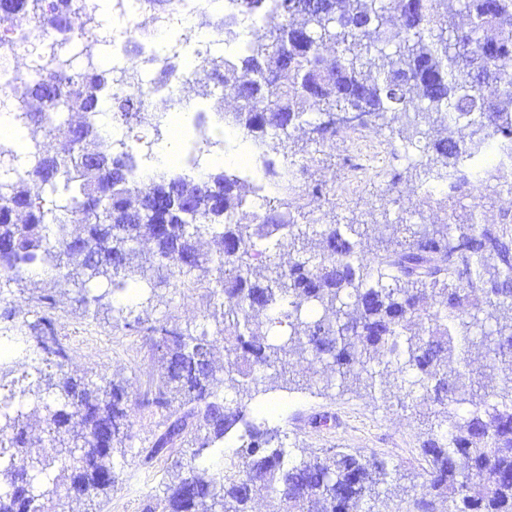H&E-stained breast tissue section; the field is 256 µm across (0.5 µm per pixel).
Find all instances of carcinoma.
Here are the masks:
<instances>
[{
	"mask_svg": "<svg viewBox=\"0 0 512 512\" xmlns=\"http://www.w3.org/2000/svg\"><path fill=\"white\" fill-rule=\"evenodd\" d=\"M236 9L259 23L246 48L187 66L216 111L224 88L233 91L238 105L224 123L266 155L303 126L324 141L380 122L425 143L416 177L443 186L444 222L400 217L386 238L378 224H299L276 196L247 213L253 189L222 169L140 182L128 148L90 116L108 101L115 121L158 132L167 108L145 112L135 93L112 97V68L92 50L80 66L54 51L20 113L42 139L21 150L0 142V305L9 304L1 284L46 267L73 286L74 303L104 306L115 327L139 333L153 378L138 405L163 424L142 462L189 444L141 512H253L264 495L277 512H376L390 493L386 461L333 448L297 457L279 430L244 419L272 390L266 372L284 379L296 358L321 364L329 387L389 384L401 408H437L424 481L406 512H512V214L491 224L475 214L490 183L512 187V0H236ZM18 14L51 38L82 36L73 27L80 0H0V22ZM328 43L336 54L324 53ZM487 86L496 94L485 96ZM69 112L82 120H62ZM59 137L63 153L50 147ZM295 162L293 153L281 169L267 167L275 190L288 191ZM204 235L206 253L196 245ZM144 237L153 243L146 258L136 251ZM153 268L221 309L215 331L142 317L126 294L153 293ZM31 301L35 319L4 328L15 353L0 362V388L18 369L36 378L20 403L13 393L0 400V512H42L51 492L67 512H89L118 482L130 392L105 375L68 374L72 348L57 333L55 295ZM272 327L282 332L271 338ZM211 334L224 339L222 370ZM37 419L51 451L18 468L14 451L31 447ZM241 425L226 458L224 437Z\"/></svg>",
	"mask_w": 512,
	"mask_h": 512,
	"instance_id": "obj_1",
	"label": "carcinoma"
}]
</instances>
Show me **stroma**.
<instances>
[{"label": "stroma", "mask_w": 512, "mask_h": 512, "mask_svg": "<svg viewBox=\"0 0 512 512\" xmlns=\"http://www.w3.org/2000/svg\"><path fill=\"white\" fill-rule=\"evenodd\" d=\"M294 140L308 151L301 185L322 182L327 188L321 200L293 199L307 223L370 224L393 222L401 216L411 223L436 224L442 218V194L426 193L409 165L417 151H405L388 128L370 127L320 143L308 142L298 131ZM144 310L150 320L171 317L179 325L193 327L203 324L207 313L205 300L180 297L168 286L157 288ZM55 318L59 334L68 338L72 348L68 373L127 380L134 398L146 392L151 382L150 356L139 336L113 328L110 311L76 307L62 293ZM292 371L302 388L285 394V405L270 418V427L285 434L293 449L336 448L387 460L392 477L385 512H402L404 498L424 480L421 447L431 424L426 408L399 409L378 390H323L320 365L302 359L294 362ZM161 423L159 415L135 407L132 439L125 456L115 460L119 483L100 498L99 512H140L144 497L167 479L169 460L147 470L138 457L139 450L160 433Z\"/></svg>", "instance_id": "obj_1"}]
</instances>
